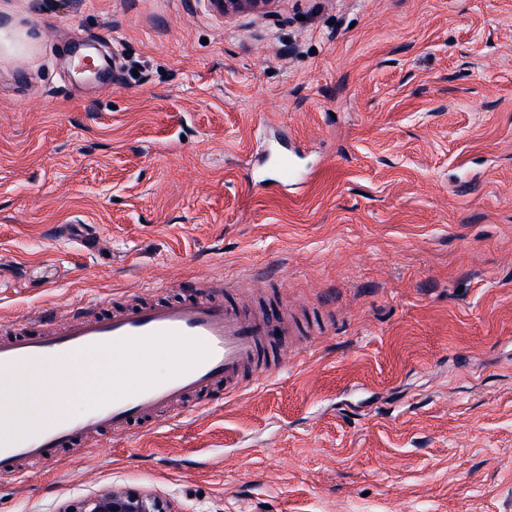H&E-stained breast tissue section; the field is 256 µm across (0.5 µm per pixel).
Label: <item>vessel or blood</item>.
<instances>
[{
    "mask_svg": "<svg viewBox=\"0 0 512 512\" xmlns=\"http://www.w3.org/2000/svg\"><path fill=\"white\" fill-rule=\"evenodd\" d=\"M253 281L252 275L241 274L229 283L210 284L192 299L144 300L109 314L72 313L61 326L51 310L13 322L11 331L0 334V376L5 377L23 365L160 333L201 342L207 356L181 374L100 405L73 394V401L82 404L80 414L57 410L38 432L0 442V473H18L25 461L57 462L62 449L110 430L128 432L133 423L175 411L187 397L204 398L218 385L230 394L247 379L283 368L298 355L287 342L298 327L289 313L253 311L239 303V294Z\"/></svg>",
    "mask_w": 512,
    "mask_h": 512,
    "instance_id": "b4317fda",
    "label": "vessel or blood"
}]
</instances>
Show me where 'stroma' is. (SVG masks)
<instances>
[{"mask_svg": "<svg viewBox=\"0 0 512 512\" xmlns=\"http://www.w3.org/2000/svg\"><path fill=\"white\" fill-rule=\"evenodd\" d=\"M0 323L276 276L312 351L0 512H512V0H0ZM304 176L283 184L269 143ZM224 14H236L241 12H253L264 14L269 9L271 0H214ZM62 512H172L156 497L136 490L107 492L66 506Z\"/></svg>", "mask_w": 512, "mask_h": 512, "instance_id": "obj_1", "label": "stroma"}]
</instances>
